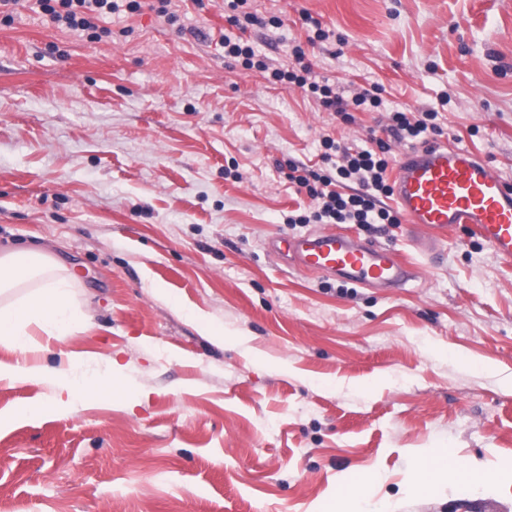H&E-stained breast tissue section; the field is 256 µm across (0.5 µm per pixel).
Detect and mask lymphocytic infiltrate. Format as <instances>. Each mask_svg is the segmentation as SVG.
Returning <instances> with one entry per match:
<instances>
[{
    "label": "lymphocytic infiltrate",
    "instance_id": "f902f5d3",
    "mask_svg": "<svg viewBox=\"0 0 512 512\" xmlns=\"http://www.w3.org/2000/svg\"><path fill=\"white\" fill-rule=\"evenodd\" d=\"M41 13L60 27L88 32L90 40H101L94 19L102 12L121 10L135 13L141 8L140 0H36ZM229 15L227 22L238 29L235 37H225L224 55L239 63L244 69L267 74L269 81L292 84L302 88L326 110L346 115L348 110L374 112L381 108L383 100L377 89H365L357 93L351 102L336 96L328 80L316 79L311 63L302 46L292 51L293 62L273 66L242 37L251 26L282 27L280 17H262L247 11L248 0H226ZM439 113L429 109L419 114L393 111L389 115L388 131L394 139L409 145L427 143L429 135L440 132L437 122ZM323 165L315 169L301 164H289L288 180L297 190L306 192L313 200L311 210L292 216L295 224H395L399 218L385 200L392 195L387 171L390 165V146L377 141L375 147L350 148L338 140L326 136L321 140ZM358 185L356 192L343 191L345 182Z\"/></svg>",
    "mask_w": 512,
    "mask_h": 512
}]
</instances>
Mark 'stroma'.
Instances as JSON below:
<instances>
[{"instance_id":"1","label":"stroma","mask_w":512,"mask_h":512,"mask_svg":"<svg viewBox=\"0 0 512 512\" xmlns=\"http://www.w3.org/2000/svg\"><path fill=\"white\" fill-rule=\"evenodd\" d=\"M155 3L98 42L35 0L0 25V254L66 265L83 320L38 362L113 357L146 394L0 429V512H323L361 471L384 512H512V263L459 226L425 264L405 224H343L423 266L360 287L275 246L320 230L286 221L310 203L289 162L383 137L393 110L441 108L442 140L512 184V0H252L284 22L247 33L274 65L300 42L344 100L382 87L351 122L225 58L224 0ZM305 12L344 44L307 45ZM432 448L482 487L409 492Z\"/></svg>"}]
</instances>
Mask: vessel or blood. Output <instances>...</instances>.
I'll list each match as a JSON object with an SVG mask.
<instances>
[{"mask_svg":"<svg viewBox=\"0 0 512 512\" xmlns=\"http://www.w3.org/2000/svg\"><path fill=\"white\" fill-rule=\"evenodd\" d=\"M393 202L425 257L437 254L439 229L462 224L497 258L512 262V186L472 151L443 142L404 152L394 175ZM292 252L308 271L339 273L363 285L399 287L415 269L394 252L328 229L295 239Z\"/></svg>","mask_w":512,"mask_h":512,"instance_id":"obj_1","label":"vessel or blood"}]
</instances>
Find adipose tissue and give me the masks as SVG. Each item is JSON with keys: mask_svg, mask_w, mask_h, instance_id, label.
Returning a JSON list of instances; mask_svg holds the SVG:
<instances>
[{"mask_svg": "<svg viewBox=\"0 0 512 512\" xmlns=\"http://www.w3.org/2000/svg\"><path fill=\"white\" fill-rule=\"evenodd\" d=\"M73 279L67 267L37 250H14L0 255V294L17 288L24 291L23 296L0 304V344L12 354L11 359L0 358V384L43 386L53 393L48 406L30 400L0 410L1 426L38 418L48 410L68 415L95 402H115L128 410L139 401L138 396L117 390L116 384L124 372L117 359H108L103 369L74 352L64 353L63 363L56 369L32 362V355L42 349L37 334L60 342L79 324L69 300ZM448 457L444 448L416 454V473L409 478V488L429 494L436 484L456 478L474 487L482 484L481 469L467 462L449 464ZM423 471L433 475V482L419 481L418 475Z\"/></svg>", "mask_w": 512, "mask_h": 512, "instance_id": "1", "label": "adipose tissue"}]
</instances>
